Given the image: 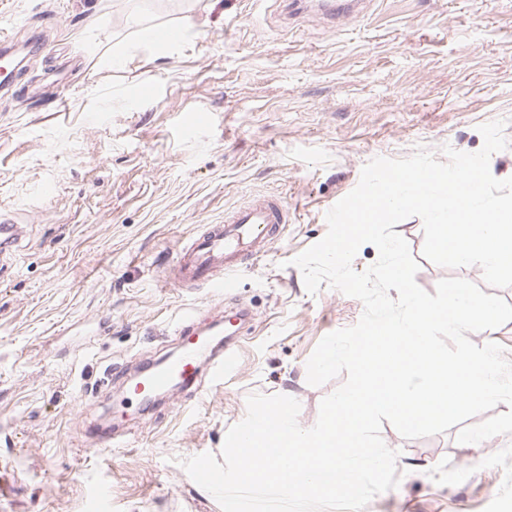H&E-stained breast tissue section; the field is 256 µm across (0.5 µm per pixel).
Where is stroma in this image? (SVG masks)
Returning a JSON list of instances; mask_svg holds the SVG:
<instances>
[{
  "mask_svg": "<svg viewBox=\"0 0 512 512\" xmlns=\"http://www.w3.org/2000/svg\"><path fill=\"white\" fill-rule=\"evenodd\" d=\"M145 27L182 37L146 43ZM2 36L40 50L0 93V216L19 230L0 275V512H221L182 460L219 454L250 394L288 392L310 427L342 383L309 385L306 363L363 305L308 293L292 260L362 167L479 151L478 125L501 119L490 170L512 177V0H370L339 24L285 0H0ZM264 194L287 198L288 222L232 299L163 286L200 225ZM394 230L423 290L482 283L480 267L423 259L421 218ZM237 306L238 370L143 412L136 371L178 351L181 322L204 330ZM89 426L118 444L87 448ZM457 434L384 424L403 477L364 512H512V436Z\"/></svg>",
  "mask_w": 512,
  "mask_h": 512,
  "instance_id": "1",
  "label": "stroma"
}]
</instances>
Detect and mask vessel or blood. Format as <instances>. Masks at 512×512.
I'll return each mask as SVG.
<instances>
[{
	"instance_id": "1",
	"label": "vessel or blood",
	"mask_w": 512,
	"mask_h": 512,
	"mask_svg": "<svg viewBox=\"0 0 512 512\" xmlns=\"http://www.w3.org/2000/svg\"><path fill=\"white\" fill-rule=\"evenodd\" d=\"M288 221V202L284 197L261 195L225 214L223 223L211 224L190 245L178 252L167 268L166 283L186 287L211 288L217 298L231 297L236 286V273L249 259L264 251ZM180 353L138 381L134 391L140 395L169 392L174 383L193 385L200 374L199 360L210 355L207 342L183 328L180 333ZM213 377L236 366V353L224 350L210 355Z\"/></svg>"
}]
</instances>
